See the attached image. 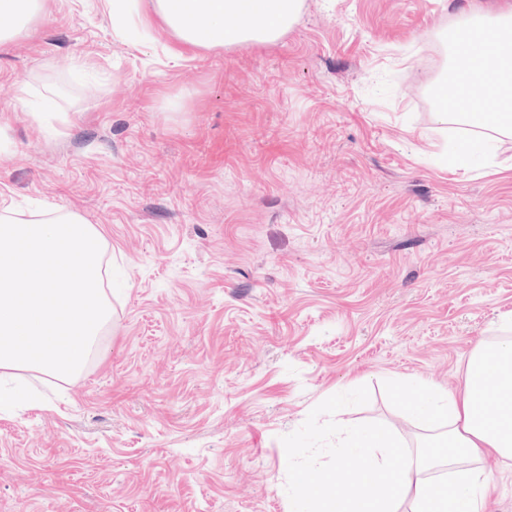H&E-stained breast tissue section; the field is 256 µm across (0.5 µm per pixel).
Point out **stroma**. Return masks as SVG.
Masks as SVG:
<instances>
[{"label":"stroma","mask_w":512,"mask_h":512,"mask_svg":"<svg viewBox=\"0 0 512 512\" xmlns=\"http://www.w3.org/2000/svg\"><path fill=\"white\" fill-rule=\"evenodd\" d=\"M466 4L301 0L191 50L47 0L0 42V210L73 206L114 293L83 372L0 412V512H303L289 464L356 467L332 419L411 446L407 400L512 314V139L451 168L429 98Z\"/></svg>","instance_id":"obj_1"}]
</instances>
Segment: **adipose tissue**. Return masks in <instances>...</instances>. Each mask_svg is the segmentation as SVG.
Wrapping results in <instances>:
<instances>
[{
	"instance_id": "1",
	"label": "adipose tissue",
	"mask_w": 512,
	"mask_h": 512,
	"mask_svg": "<svg viewBox=\"0 0 512 512\" xmlns=\"http://www.w3.org/2000/svg\"><path fill=\"white\" fill-rule=\"evenodd\" d=\"M300 0H156L162 29L193 48L272 42L290 28ZM415 449L371 423L337 429L336 445L356 458L355 485L333 491L335 474L290 467L295 500L307 512H483L487 460L512 461V335L476 347L457 390L427 388L407 402Z\"/></svg>"
}]
</instances>
